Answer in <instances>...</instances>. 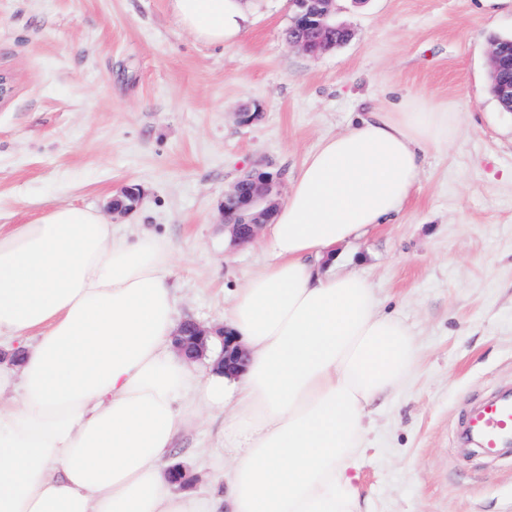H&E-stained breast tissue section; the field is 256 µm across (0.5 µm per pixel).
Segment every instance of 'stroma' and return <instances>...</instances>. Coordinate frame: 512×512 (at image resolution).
I'll return each mask as SVG.
<instances>
[{
    "mask_svg": "<svg viewBox=\"0 0 512 512\" xmlns=\"http://www.w3.org/2000/svg\"><path fill=\"white\" fill-rule=\"evenodd\" d=\"M291 0H258L239 41H201L170 0H0V224L88 207L122 233L172 243L180 318L222 324L267 261L262 238L224 234L225 191L259 167L289 188L308 154L372 112L422 104L460 137L428 150L399 214L338 246L419 347L371 416L364 512H512V456L455 439L465 408L512 388V112L489 82L512 0H336L348 41L311 56L284 38ZM138 208L113 216L128 186ZM172 458L203 496L224 475V417L206 415Z\"/></svg>",
    "mask_w": 512,
    "mask_h": 512,
    "instance_id": "obj_1",
    "label": "stroma"
}]
</instances>
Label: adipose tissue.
I'll return each mask as SVG.
<instances>
[{"instance_id":"1","label":"adipose tissue","mask_w":512,"mask_h":512,"mask_svg":"<svg viewBox=\"0 0 512 512\" xmlns=\"http://www.w3.org/2000/svg\"><path fill=\"white\" fill-rule=\"evenodd\" d=\"M180 25L236 42L254 0H171ZM445 112H377L324 139L267 226L269 262L224 327L240 372L193 370L174 348L172 247L117 234L96 210L51 207L0 225V512H362L370 408L418 349L369 280L334 272L337 246L388 223L424 154L452 145ZM224 416V483L176 494L171 450Z\"/></svg>"}]
</instances>
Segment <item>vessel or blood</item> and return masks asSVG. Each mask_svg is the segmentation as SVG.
Returning <instances> with one entry per match:
<instances>
[{
    "label": "vessel or blood",
    "instance_id": "vessel-or-blood-1",
    "mask_svg": "<svg viewBox=\"0 0 512 512\" xmlns=\"http://www.w3.org/2000/svg\"><path fill=\"white\" fill-rule=\"evenodd\" d=\"M460 437L485 457H501L512 447V393L491 395L468 409L460 421Z\"/></svg>",
    "mask_w": 512,
    "mask_h": 512
}]
</instances>
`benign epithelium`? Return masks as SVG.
Returning a JSON list of instances; mask_svg holds the SVG:
<instances>
[{"mask_svg": "<svg viewBox=\"0 0 512 512\" xmlns=\"http://www.w3.org/2000/svg\"><path fill=\"white\" fill-rule=\"evenodd\" d=\"M335 0H292L296 20L305 24L310 20L323 27L329 26ZM292 44L305 53L318 56L335 47V44L319 39L297 38ZM491 71L499 77L503 96L512 98V80L505 79L506 71L512 72V60L504 58L497 46H492ZM140 189L129 186L122 197L112 201V214L123 216L132 212L139 204ZM279 179L273 174L254 168L237 179L230 190L224 193L221 215L224 230L230 233L231 241L243 245L252 242L261 228L270 222L280 206ZM209 336L223 340V349L214 363L220 370H235L243 361V350L233 345L231 337L224 334V327L206 328L193 319L181 321L175 336L178 353L188 361H198L205 356V340Z\"/></svg>", "mask_w": 512, "mask_h": 512, "instance_id": "1", "label": "benign epithelium"}]
</instances>
